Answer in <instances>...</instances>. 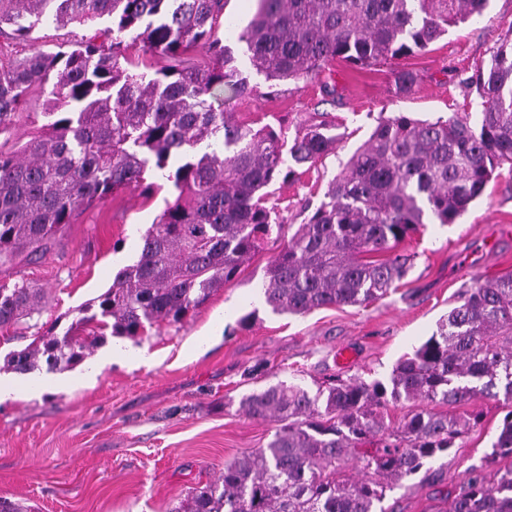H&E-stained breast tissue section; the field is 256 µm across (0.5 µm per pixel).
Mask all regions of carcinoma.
Masks as SVG:
<instances>
[{"label": "carcinoma", "instance_id": "obj_1", "mask_svg": "<svg viewBox=\"0 0 512 512\" xmlns=\"http://www.w3.org/2000/svg\"><path fill=\"white\" fill-rule=\"evenodd\" d=\"M234 28L269 93L316 79L330 61L368 67L427 49L448 29L481 16L490 0H256ZM227 0H0V36L22 40L42 20L80 28L67 49L35 51L0 67V131L24 140L0 150V268L44 257L65 225L96 203L134 187L177 196L142 236L135 263L117 272L92 311L58 334L34 333L9 353L6 370L28 374L82 362L104 334L136 338L181 323L245 264L281 237L287 219L267 188L336 153L342 135L328 113L293 138L239 123L214 107L224 92L259 95L216 22ZM164 65L146 78L130 70L126 37ZM203 52L198 66L188 51ZM395 94L417 75L392 70ZM482 99L476 123L456 113L434 121L397 113L380 119L342 165L324 200L267 263L264 301L276 314L305 315L363 305L403 280L398 245L422 224H452L483 194L495 171L512 167V40L468 81ZM50 88L46 122L17 125L35 88ZM206 143L212 150L200 152ZM382 258L374 259L372 255ZM46 306L21 279L0 284V328L17 327ZM512 402V272L476 285L436 332L401 358L389 381L340 380L315 393L277 383L242 396L245 414L280 423L255 455L224 464L169 512H385L390 483L448 453L469 426L451 408L481 397ZM413 403L398 426L391 405ZM365 473H349L352 460ZM507 462L489 484L475 470L446 512H512V410L487 462Z\"/></svg>", "mask_w": 512, "mask_h": 512}]
</instances>
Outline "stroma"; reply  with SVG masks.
I'll return each instance as SVG.
<instances>
[{
    "instance_id": "35a3bbf8",
    "label": "stroma",
    "mask_w": 512,
    "mask_h": 512,
    "mask_svg": "<svg viewBox=\"0 0 512 512\" xmlns=\"http://www.w3.org/2000/svg\"><path fill=\"white\" fill-rule=\"evenodd\" d=\"M72 38L70 29L50 22L24 41L0 37V66L36 49L57 51ZM511 38L512 0H491L482 17L450 28L428 50L399 63L354 68L337 60L321 80L293 82L262 99L228 96L223 109L237 121L289 135L314 113L334 116L345 135L337 153L271 187V204L298 225L304 204L320 203L341 162L381 118L480 112L482 101L466 80ZM397 65L419 75L414 90L401 97L393 91ZM324 80L335 84V97L322 93ZM174 197L169 186L148 200L134 188L111 195L67 225L39 262L0 273V283L22 277L42 288L49 304L40 322L65 331L118 270L136 260L141 235ZM401 249L413 257L407 277L365 306L273 313L260 295L271 256L266 249L182 324L150 329L137 343L108 337L70 367L72 389L35 394L32 375H17V398L0 404V497L31 512H169L226 462L253 455L271 439L274 422L241 412L243 395L278 382L313 392L338 377L388 376L466 290L512 270V169L498 170L456 223L424 225ZM115 343L128 358L102 363ZM141 349L149 363L137 361ZM90 366L97 372L87 384ZM456 412L478 421L430 468L387 491L386 512H443L449 494L483 466L506 413L503 401L484 398Z\"/></svg>"
}]
</instances>
